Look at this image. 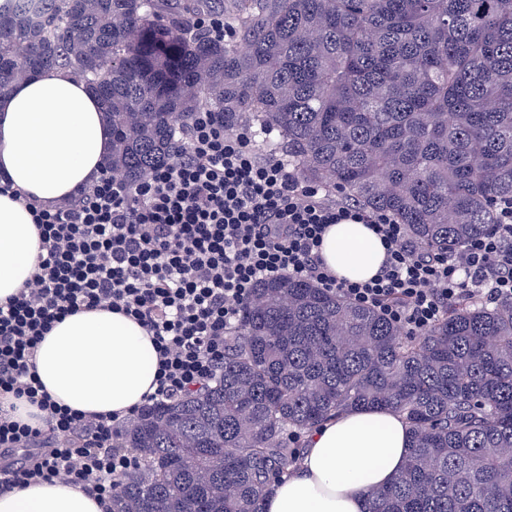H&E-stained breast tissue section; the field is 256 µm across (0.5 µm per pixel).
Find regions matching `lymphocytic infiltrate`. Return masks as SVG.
<instances>
[{"label":"lymphocytic infiltrate","mask_w":512,"mask_h":512,"mask_svg":"<svg viewBox=\"0 0 512 512\" xmlns=\"http://www.w3.org/2000/svg\"><path fill=\"white\" fill-rule=\"evenodd\" d=\"M254 140L250 127L229 132L200 111L181 131L174 161L136 187L105 174L60 204L21 196L41 251L30 281L0 304V395L27 397L47 418L34 430L0 409V491L58 480L108 508L139 463L118 443L132 415L57 404L30 370L37 345L67 314L106 302L139 323L159 354L155 402L215 377L253 289L269 277L312 280L414 334L461 298L512 301V200L463 249L423 252L405 225L301 184L283 160L259 156ZM349 220L368 224L386 247L366 282L338 278L320 254L329 225Z\"/></svg>","instance_id":"lymphocytic-infiltrate-1"}]
</instances>
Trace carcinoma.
<instances>
[{"mask_svg": "<svg viewBox=\"0 0 512 512\" xmlns=\"http://www.w3.org/2000/svg\"><path fill=\"white\" fill-rule=\"evenodd\" d=\"M226 9L237 34L197 19ZM78 75L133 186L203 109L277 133L304 183L454 252L512 199V0H5L0 95ZM390 409L410 454L368 512H512V302L451 305L425 335L294 277L260 282L208 386L125 430L112 512H263L311 429Z\"/></svg>", "mask_w": 512, "mask_h": 512, "instance_id": "1", "label": "carcinoma"}]
</instances>
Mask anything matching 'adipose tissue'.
Returning a JSON list of instances; mask_svg holds the SVG:
<instances>
[{"label": "adipose tissue", "instance_id": "obj_1", "mask_svg": "<svg viewBox=\"0 0 512 512\" xmlns=\"http://www.w3.org/2000/svg\"><path fill=\"white\" fill-rule=\"evenodd\" d=\"M111 130L81 78L46 69L0 95V176L13 190L56 204L101 176ZM40 239L29 211L0 194V303L30 279ZM328 268L363 282L385 248L368 225H330L321 245ZM158 354L134 320L103 304L65 316L39 345L34 371L54 401L72 409L127 414L156 389ZM409 430L388 409L354 410L314 429L301 467L266 500L265 512H366L368 493L389 486L409 455ZM0 512H102L74 484H34L0 493Z\"/></svg>", "mask_w": 512, "mask_h": 512}]
</instances>
